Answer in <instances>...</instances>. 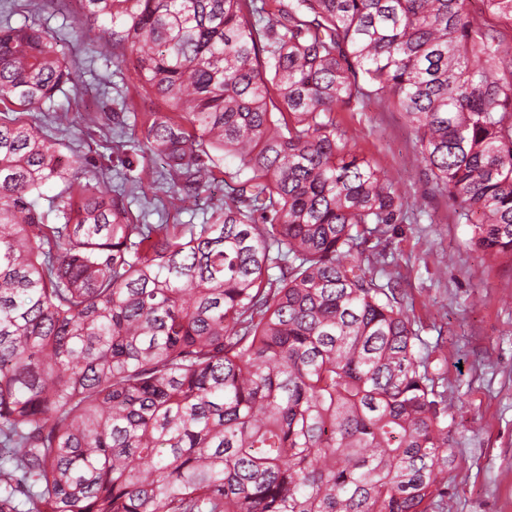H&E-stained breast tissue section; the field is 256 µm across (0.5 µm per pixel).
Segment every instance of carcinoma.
Here are the masks:
<instances>
[{
	"mask_svg": "<svg viewBox=\"0 0 512 512\" xmlns=\"http://www.w3.org/2000/svg\"><path fill=\"white\" fill-rule=\"evenodd\" d=\"M83 2L167 108L138 147L171 192L211 149L240 166L203 223L142 224L0 113V512L15 471L27 512H448V397L367 246L405 198L336 113L401 112L472 245L512 259V49L469 0ZM71 82L56 37L0 27L1 103Z\"/></svg>",
	"mask_w": 512,
	"mask_h": 512,
	"instance_id": "carcinoma-1",
	"label": "carcinoma"
}]
</instances>
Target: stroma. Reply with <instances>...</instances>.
Wrapping results in <instances>:
<instances>
[{
	"label": "stroma",
	"mask_w": 512,
	"mask_h": 512,
	"mask_svg": "<svg viewBox=\"0 0 512 512\" xmlns=\"http://www.w3.org/2000/svg\"><path fill=\"white\" fill-rule=\"evenodd\" d=\"M82 13L81 0H0V25L51 29L77 79L55 96L57 105L68 107L71 125L45 108L20 113V121L56 140L62 164L80 158L86 182L109 195L124 190L132 212L148 208L149 223H202L224 196L223 177L186 202L172 199L162 178L147 194L121 182L126 169L137 171L145 163L129 147L141 132L131 129L117 138L92 123L90 112L101 104L112 113L124 111L126 91L138 81L130 63H105L98 25L66 28V15ZM336 121L348 147L388 171L410 209L428 214L417 224L389 225L381 242L419 332V349L429 356V373L448 397L452 512H512V260L469 245V227L457 206L435 193L422 174L415 134L401 112L370 102L337 113Z\"/></svg>",
	"instance_id": "35a3bbf8"
}]
</instances>
